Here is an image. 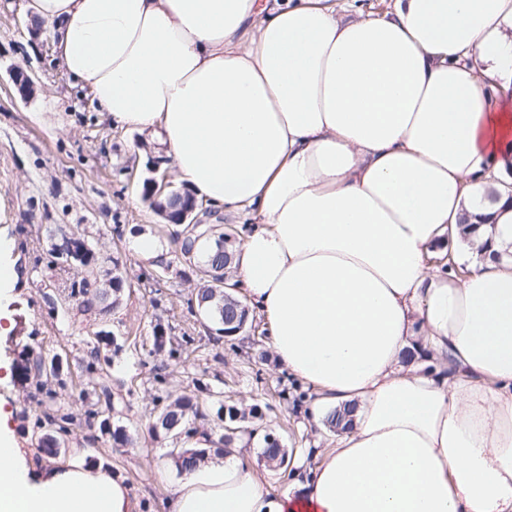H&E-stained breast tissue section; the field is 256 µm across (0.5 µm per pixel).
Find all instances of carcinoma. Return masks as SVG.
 Masks as SVG:
<instances>
[{
  "label": "carcinoma",
  "instance_id": "1",
  "mask_svg": "<svg viewBox=\"0 0 512 512\" xmlns=\"http://www.w3.org/2000/svg\"><path fill=\"white\" fill-rule=\"evenodd\" d=\"M224 233L217 232L213 224H182L180 229L174 231L176 253L189 264L196 267L199 272V287L195 293V302L202 311L204 320L216 326V331H224V316H235L241 313L246 303L233 295L231 299L224 300V286L217 283V279L224 278L226 274V257L224 247ZM71 261L85 268L86 274L79 280H74L64 286L65 304L76 301L80 304L81 312L85 315V322L79 329L97 338L102 331L94 329V325L107 322L125 285V278L121 271L119 259L104 256L99 253L90 240L77 237L75 250ZM112 263V276L103 279L100 277V265ZM24 378L35 384L38 390L55 383L62 388L65 383L60 378V365L56 359L46 361L45 357L29 350L25 354L22 364ZM162 402L157 414L148 421V432L155 439H176L181 433L202 434L197 421L207 419V414L199 402L188 396L172 397L164 389L165 375L158 372L154 376ZM57 391L46 390L49 403L39 402L40 410L36 413L35 428L38 430V447H48V443L58 445L62 436L69 433L70 427H92L91 418H77L60 409L54 408ZM216 420L222 424L224 434L222 442L230 446L243 435H253L254 430L245 425V413L234 406L219 404ZM175 463L180 468H187L203 459L201 449L181 446L170 450Z\"/></svg>",
  "mask_w": 512,
  "mask_h": 512
}]
</instances>
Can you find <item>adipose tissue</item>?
<instances>
[{
	"label": "adipose tissue",
	"mask_w": 512,
	"mask_h": 512,
	"mask_svg": "<svg viewBox=\"0 0 512 512\" xmlns=\"http://www.w3.org/2000/svg\"><path fill=\"white\" fill-rule=\"evenodd\" d=\"M29 7L114 126L249 219L233 281L309 424L352 411L284 488L234 448L182 470L166 512H512V0ZM9 417L0 512H141L81 454L29 464Z\"/></svg>",
	"instance_id": "obj_1"
}]
</instances>
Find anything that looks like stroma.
<instances>
[{
	"instance_id": "stroma-1",
	"label": "stroma",
	"mask_w": 512,
	"mask_h": 512,
	"mask_svg": "<svg viewBox=\"0 0 512 512\" xmlns=\"http://www.w3.org/2000/svg\"><path fill=\"white\" fill-rule=\"evenodd\" d=\"M28 2L0 0V240L9 244L0 268L13 285L8 303L0 305V327L7 329L0 335V403L13 413L16 445L27 458L47 462L33 440L35 405L19 374L21 355L29 348L61 361L66 388L59 405L81 416L110 418L131 438L116 448L110 436L74 427L64 438L60 459L83 449L86 464L127 479L142 512H162L167 483L177 477L173 470L158 474L155 463L168 457L170 445L144 428L156 405L158 366L167 368L169 391L204 404L214 390L239 409L259 408V426L286 447L301 453L329 447L332 431L309 425L305 410L296 407L303 390L278 365L261 319L249 322L236 344H227L202 326L197 306L190 303L195 273L155 280L137 241L154 239L170 254L176 247L171 226L144 195L143 183L152 178L153 166L169 172L173 162L149 135L112 126L86 83L66 72L51 36L31 34ZM18 71L35 83L29 97H20L13 84ZM62 232L93 238L100 253L119 258L123 266L126 287L105 325L114 338L99 345L100 367L129 402L119 416L91 392L94 376L85 368L90 346L84 332L52 304L63 281L84 274L77 265L50 267V245ZM158 323L169 337L194 336L186 362L171 361L164 351L148 355Z\"/></svg>"
}]
</instances>
